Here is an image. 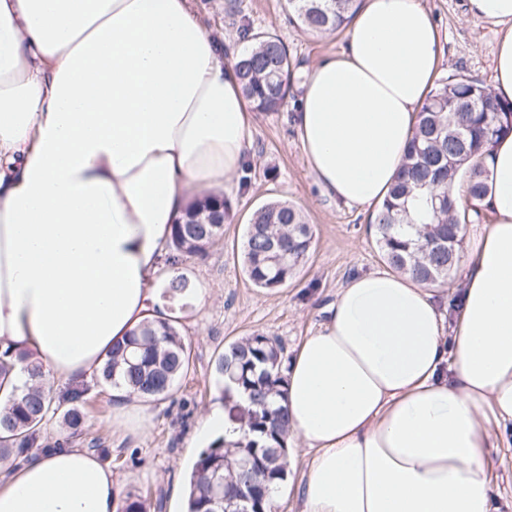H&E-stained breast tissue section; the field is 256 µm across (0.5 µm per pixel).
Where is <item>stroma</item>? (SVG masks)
Returning a JSON list of instances; mask_svg holds the SVG:
<instances>
[{"label": "stroma", "mask_w": 512, "mask_h": 512, "mask_svg": "<svg viewBox=\"0 0 512 512\" xmlns=\"http://www.w3.org/2000/svg\"><path fill=\"white\" fill-rule=\"evenodd\" d=\"M204 24L229 54L246 49L235 22L245 19L254 32L276 34L287 45L293 81L284 108L254 113L245 166L232 191L224 235L205 253L184 257L176 273L194 287L206 289L203 303L188 302L181 311V335L192 366L171 396L152 403L137 433L112 428V389L100 382L85 385L86 422L73 436L58 419L41 429L46 443L71 440L94 447L112 469L119 496L147 498L149 512H184L186 478L205 442L197 431L218 393L212 364L231 342L253 333L277 337L285 358H292L302 339L315 330L319 311L356 273L383 271L382 260L367 212L324 197L301 150L293 114L301 85L312 64L336 55L347 35H316L291 20L288 0H194ZM440 35L441 77H477L492 83V54L496 27L470 19L468 0H422ZM272 200L298 207L313 229V246L295 277L274 292L255 288L242 270L245 226L253 213Z\"/></svg>", "instance_id": "35a3bbf8"}]
</instances>
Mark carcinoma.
I'll use <instances>...</instances> for the list:
<instances>
[{"label": "carcinoma", "instance_id": "carcinoma-1", "mask_svg": "<svg viewBox=\"0 0 512 512\" xmlns=\"http://www.w3.org/2000/svg\"><path fill=\"white\" fill-rule=\"evenodd\" d=\"M297 25L325 35L345 29L357 0H288ZM251 49L237 55L233 66L242 91L255 112L273 113L283 107L291 81L288 49L275 34L250 35ZM512 134V102L501 101L479 79L448 77L429 92L412 130L409 148L388 196L372 218L379 252L393 270L426 286L448 281L457 269L462 227L468 213L451 188L467 178V193L480 202L489 191L484 158L494 142ZM224 195L209 193L187 205L182 223L173 225L172 254L166 264L178 265L184 255L206 251L224 234ZM313 231L300 209L281 200L262 205L246 225L243 267L256 288L273 292L288 283L305 262ZM280 243L282 261H272L268 248ZM192 290L189 280L173 276L165 293L180 298ZM23 366L27 377L17 386L12 376ZM190 352L174 317L145 323L124 342L112 346L101 379L124 384L132 393L154 401L167 398L187 374ZM220 399L229 401L231 387L249 395L239 410L242 436L236 442L219 438L203 450L188 476L185 512H224V496L240 485L255 488L248 512H272L273 496L288 477V417L272 398H284L283 347L278 339L256 333L230 343L214 363ZM0 461H22L41 446L40 429L57 416L71 431L84 425L83 392L73 391L57 402L44 386L38 364L22 353L0 354Z\"/></svg>", "mask_w": 512, "mask_h": 512}]
</instances>
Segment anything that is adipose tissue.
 <instances>
[{"instance_id":"ef3b65f1","label":"adipose tissue","mask_w":512,"mask_h":512,"mask_svg":"<svg viewBox=\"0 0 512 512\" xmlns=\"http://www.w3.org/2000/svg\"><path fill=\"white\" fill-rule=\"evenodd\" d=\"M499 29L493 92L512 101V0H468ZM421 0H364L313 64L296 127L330 198L382 202L433 87ZM250 114L192 0H0V352L61 386L98 375L156 319L190 194L230 188ZM453 309L409 276L349 278L286 372L297 512H499L486 449L512 433V134L486 160ZM0 512H118L111 469L73 445L0 472Z\"/></svg>"}]
</instances>
